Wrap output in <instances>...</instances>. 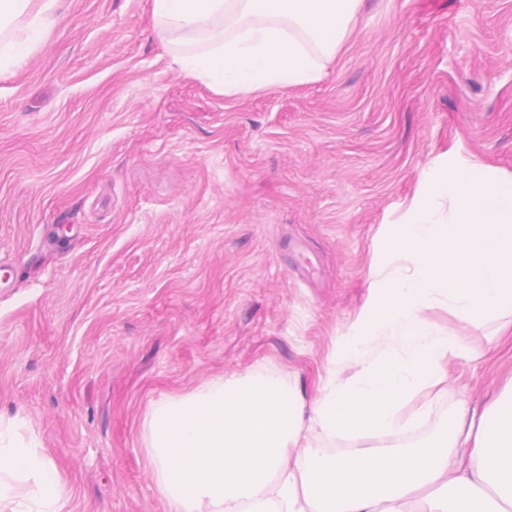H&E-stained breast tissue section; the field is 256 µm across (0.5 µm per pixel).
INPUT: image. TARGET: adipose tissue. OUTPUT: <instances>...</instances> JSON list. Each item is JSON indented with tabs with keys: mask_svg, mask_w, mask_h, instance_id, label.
<instances>
[{
	"mask_svg": "<svg viewBox=\"0 0 512 512\" xmlns=\"http://www.w3.org/2000/svg\"><path fill=\"white\" fill-rule=\"evenodd\" d=\"M60 7L0 0V76L46 42ZM369 288L336 358L352 373L331 374L312 402L254 368L153 404L148 454L168 512H512V382L479 420L462 402L449 428L398 442L429 417L463 347L425 311L512 334V179L489 184L456 163L433 170L387 233ZM337 434L351 448L318 447ZM54 466L18 424L0 422V512H64L58 493L19 497L10 486Z\"/></svg>",
	"mask_w": 512,
	"mask_h": 512,
	"instance_id": "ef3b65f1",
	"label": "adipose tissue"
}]
</instances>
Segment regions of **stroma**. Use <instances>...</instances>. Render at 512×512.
<instances>
[{
    "mask_svg": "<svg viewBox=\"0 0 512 512\" xmlns=\"http://www.w3.org/2000/svg\"><path fill=\"white\" fill-rule=\"evenodd\" d=\"M449 159L512 177V0H362L319 80L235 97L178 71L149 0H68L0 77V418L54 459L40 488L166 512L153 403L252 367L311 400ZM490 332L417 437L502 391Z\"/></svg>",
    "mask_w": 512,
    "mask_h": 512,
    "instance_id": "stroma-1",
    "label": "stroma"
}]
</instances>
